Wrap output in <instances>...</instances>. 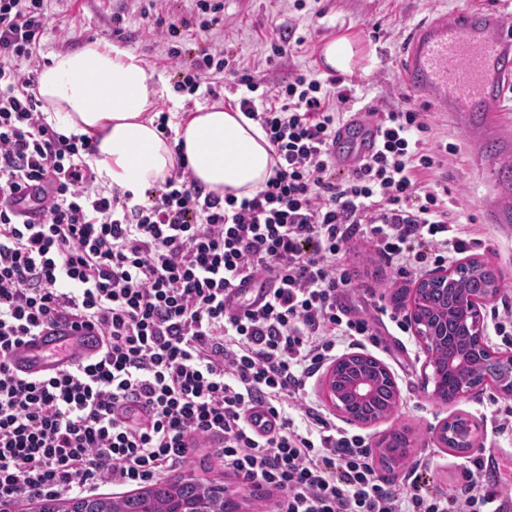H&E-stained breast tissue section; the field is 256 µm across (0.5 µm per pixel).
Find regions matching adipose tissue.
Here are the masks:
<instances>
[{
    "label": "adipose tissue",
    "instance_id": "1",
    "mask_svg": "<svg viewBox=\"0 0 512 512\" xmlns=\"http://www.w3.org/2000/svg\"><path fill=\"white\" fill-rule=\"evenodd\" d=\"M326 67L370 71L374 55L357 35L343 33L322 49ZM153 76L124 48L88 44L51 57L36 94L48 121L64 135L94 136L98 179L141 194L163 181L175 165L170 142L151 109ZM194 178L206 191L250 197L272 174L274 159L261 126L237 109L201 107L175 128Z\"/></svg>",
    "mask_w": 512,
    "mask_h": 512
}]
</instances>
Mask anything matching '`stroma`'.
<instances>
[{
    "label": "stroma",
    "instance_id": "35a3bbf8",
    "mask_svg": "<svg viewBox=\"0 0 512 512\" xmlns=\"http://www.w3.org/2000/svg\"><path fill=\"white\" fill-rule=\"evenodd\" d=\"M46 6L49 25L38 50L41 60L90 43L103 49L115 45L125 48L138 55L154 76L162 78L165 88L157 98V111L170 113L172 122L181 121L186 96L174 87L164 52L149 31L151 20L141 14L140 0H46ZM479 6L512 13V0H224V24L213 28L207 41L232 48L248 71L276 82L298 70H317V53L322 46L345 31H353L367 47L376 50L372 71L358 74L351 84L355 105L387 110L399 103V58L409 29L438 14ZM119 13L124 16L123 22L113 24V15ZM274 25L295 29L304 37V45L289 57L271 59L270 28ZM428 113L437 133L458 146L445 170L450 198L475 220L478 242L457 260L464 263L476 258L488 263L501 281L500 293L488 304V311L512 308V229L486 223L482 209L491 193L487 173L498 162L479 153L463 128L441 107H429ZM344 262L357 276L356 290L348 301L375 330L365 351L388 366L401 389L402 400L391 416L374 425L350 424L329 405L321 379L316 376L307 384L308 403L338 426L364 435L373 448L393 431H409L410 452L394 468H381V476L399 483L417 466L427 480L428 490L448 495L463 481L466 457L440 442L433 428L458 416L467 418L477 425L475 437L480 447L493 449L498 458L499 489L512 492V438L500 437L490 418L494 405L512 407V398L488 389L451 405L436 399L424 385L426 352L422 344L413 332L400 331L394 324L395 319L406 316L405 302L395 301L394 295L411 292L417 275H397L366 241L347 254ZM185 475L224 486L237 500L239 512H269L272 506L271 494L252 493L204 454L169 471L167 477L174 481Z\"/></svg>",
    "mask_w": 512,
    "mask_h": 512
}]
</instances>
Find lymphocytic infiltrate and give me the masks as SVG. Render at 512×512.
<instances>
[{
    "label": "lymphocytic infiltrate",
    "mask_w": 512,
    "mask_h": 512,
    "mask_svg": "<svg viewBox=\"0 0 512 512\" xmlns=\"http://www.w3.org/2000/svg\"><path fill=\"white\" fill-rule=\"evenodd\" d=\"M153 32L176 88L231 102L258 122L276 161L253 197L205 191L184 158L138 197L97 185L92 137L59 133L34 90L49 17L44 0H0V503L135 487L208 445L225 472L276 492L272 512H495L483 455L449 496L419 479L384 482L366 437L304 406L308 379L342 343L372 338L343 298L355 286L341 261L369 239L399 273L441 267L475 239L448 197L457 146L427 113L367 110L374 152L336 177L331 145L353 91L342 77L303 71L267 82L229 49L183 61L184 35L150 0ZM40 185L39 222L7 198ZM273 277L262 306L224 305L241 277ZM97 328L102 353L59 374L17 376L7 355L48 324ZM256 405L275 434L248 425Z\"/></svg>",
    "instance_id": "f902f5d3"
}]
</instances>
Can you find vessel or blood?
<instances>
[{
	"mask_svg": "<svg viewBox=\"0 0 512 512\" xmlns=\"http://www.w3.org/2000/svg\"><path fill=\"white\" fill-rule=\"evenodd\" d=\"M404 91L415 100L433 99L469 127L502 126L506 94L512 89V14L493 7L459 9L423 23L404 41ZM375 123L354 117L342 125L331 147L339 169L347 171L369 156L377 142ZM486 210L496 223L512 222V190L491 197ZM275 286L268 278L237 280L224 301L237 310L264 304ZM101 348L96 330L60 323L14 346L13 371L27 379L48 378L94 357Z\"/></svg>",
	"mask_w": 512,
	"mask_h": 512,
	"instance_id": "obj_1",
	"label": "vessel or blood"
}]
</instances>
